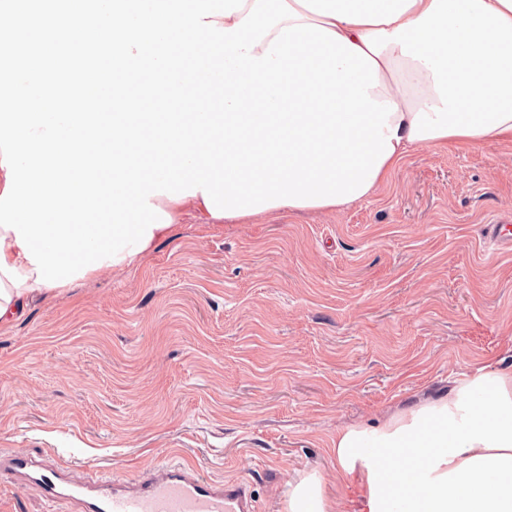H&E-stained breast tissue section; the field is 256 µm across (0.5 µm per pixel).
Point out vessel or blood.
<instances>
[{
	"label": "vessel or blood",
	"instance_id": "1",
	"mask_svg": "<svg viewBox=\"0 0 512 512\" xmlns=\"http://www.w3.org/2000/svg\"><path fill=\"white\" fill-rule=\"evenodd\" d=\"M493 249L512 248V236L500 224L480 227ZM21 480L39 487L62 512H256L253 485L245 479L216 482L196 464L168 459L148 479L116 480L100 476L87 482L68 478L66 466L47 468L33 457L0 454V480Z\"/></svg>",
	"mask_w": 512,
	"mask_h": 512
}]
</instances>
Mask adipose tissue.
Returning a JSON list of instances; mask_svg holds the SVG:
<instances>
[{
	"label": "adipose tissue",
	"mask_w": 512,
	"mask_h": 512,
	"mask_svg": "<svg viewBox=\"0 0 512 512\" xmlns=\"http://www.w3.org/2000/svg\"><path fill=\"white\" fill-rule=\"evenodd\" d=\"M378 63L371 98L396 103L399 142L376 177L384 183L415 148L512 142V0H288ZM152 205L172 219L214 218L202 196ZM0 228V327L53 295ZM333 451L343 478H358L362 512H512V369H478L446 396L400 409L376 427H347ZM286 512H332L320 477L288 493Z\"/></svg>",
	"instance_id": "obj_1"
}]
</instances>
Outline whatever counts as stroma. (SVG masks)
Segmentation results:
<instances>
[{
  "instance_id": "35a3bbf8",
  "label": "stroma",
  "mask_w": 512,
  "mask_h": 512,
  "mask_svg": "<svg viewBox=\"0 0 512 512\" xmlns=\"http://www.w3.org/2000/svg\"><path fill=\"white\" fill-rule=\"evenodd\" d=\"M512 144L411 150L340 212L253 224L185 217L131 266L33 302L0 328V449L143 477L177 455L284 512L315 473L338 512L339 430L512 368ZM502 224H481L480 234L484 243L495 250L512 248V237Z\"/></svg>"
}]
</instances>
